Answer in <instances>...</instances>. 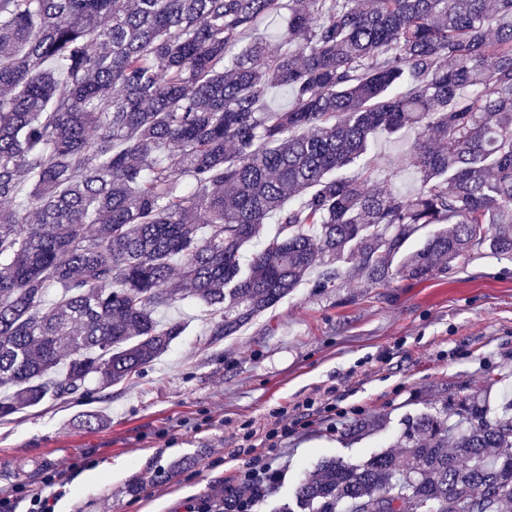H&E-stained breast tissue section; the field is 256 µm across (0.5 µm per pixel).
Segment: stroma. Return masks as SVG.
I'll return each mask as SVG.
<instances>
[{
  "instance_id": "obj_1",
  "label": "stroma",
  "mask_w": 512,
  "mask_h": 512,
  "mask_svg": "<svg viewBox=\"0 0 512 512\" xmlns=\"http://www.w3.org/2000/svg\"><path fill=\"white\" fill-rule=\"evenodd\" d=\"M415 139L381 135L374 146L379 170L397 171L407 193L417 183L401 165ZM174 314L185 333L143 374L0 423V495L62 469L67 494L55 512H187L213 502L251 458L242 425L266 424L284 406L294 426L273 451L282 477L253 509L279 512L323 458H368L425 402L512 376V261L491 254L424 282L353 276L336 294L304 286L217 342L202 307ZM326 401L348 420L384 415L389 426L345 443L314 410ZM93 414L101 423L88 424Z\"/></svg>"
}]
</instances>
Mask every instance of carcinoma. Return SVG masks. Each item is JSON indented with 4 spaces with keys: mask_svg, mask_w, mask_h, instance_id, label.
<instances>
[{
    "mask_svg": "<svg viewBox=\"0 0 512 512\" xmlns=\"http://www.w3.org/2000/svg\"><path fill=\"white\" fill-rule=\"evenodd\" d=\"M284 8L279 47L242 42ZM408 128L412 195L369 158ZM482 250L512 259V0H0V421L140 374L180 301L227 338L311 274L423 281ZM392 447L322 460L297 508L512 509L509 391L430 403Z\"/></svg>",
    "mask_w": 512,
    "mask_h": 512,
    "instance_id": "obj_1",
    "label": "carcinoma"
}]
</instances>
